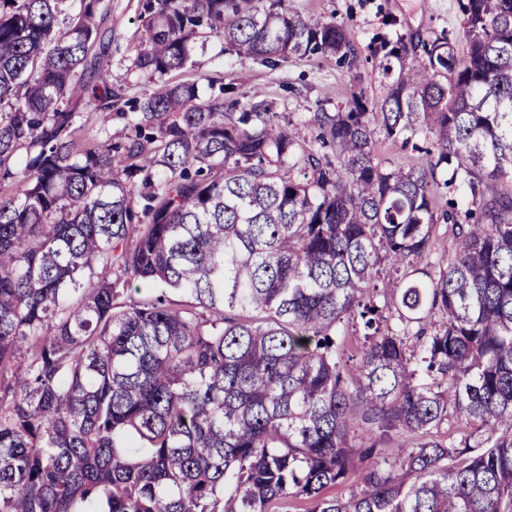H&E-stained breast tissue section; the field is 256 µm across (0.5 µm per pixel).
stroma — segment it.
Segmentation results:
<instances>
[{"instance_id":"35a3bbf8","label":"stroma","mask_w":512,"mask_h":512,"mask_svg":"<svg viewBox=\"0 0 512 512\" xmlns=\"http://www.w3.org/2000/svg\"><path fill=\"white\" fill-rule=\"evenodd\" d=\"M112 3V77L124 84L127 97H139L152 87L148 76L131 68L142 31L140 0ZM285 5L311 19L343 24L357 53L354 65L323 56L291 58L274 66L253 59L240 63L222 53L221 42L213 39L194 44L189 62L171 73V80L197 83L205 98L210 95L209 78L218 75L236 83L239 95L260 93L274 101L282 120L291 122L308 145L316 135L313 114L319 102L343 107L359 96L371 105L381 102L387 81L376 65L399 35L418 41L449 32L457 56H465L468 48L458 0H286Z\"/></svg>"}]
</instances>
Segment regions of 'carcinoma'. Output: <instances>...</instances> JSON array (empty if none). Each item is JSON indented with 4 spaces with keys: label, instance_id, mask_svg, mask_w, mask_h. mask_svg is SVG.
<instances>
[{
    "label": "carcinoma",
    "instance_id": "cac0c4a2",
    "mask_svg": "<svg viewBox=\"0 0 512 512\" xmlns=\"http://www.w3.org/2000/svg\"><path fill=\"white\" fill-rule=\"evenodd\" d=\"M284 2L145 0L157 82L128 99L112 0H0V512H512V0H459L462 59L398 37L381 103L319 105L309 147L265 97L234 121L235 83L165 79L196 38L353 63L342 25ZM87 107L124 141H82ZM427 133L418 165L374 163ZM442 189L454 255L396 276ZM405 433L366 490L325 495Z\"/></svg>",
    "mask_w": 512,
    "mask_h": 512
}]
</instances>
